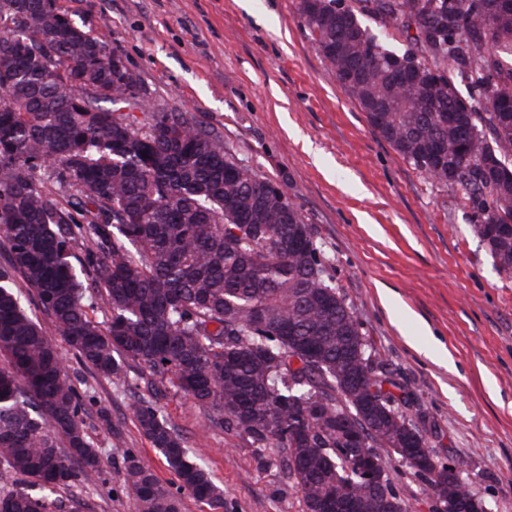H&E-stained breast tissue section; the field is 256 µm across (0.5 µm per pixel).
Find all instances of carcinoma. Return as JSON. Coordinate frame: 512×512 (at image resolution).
Wrapping results in <instances>:
<instances>
[{"label": "carcinoma", "instance_id": "1", "mask_svg": "<svg viewBox=\"0 0 512 512\" xmlns=\"http://www.w3.org/2000/svg\"><path fill=\"white\" fill-rule=\"evenodd\" d=\"M38 2L0 0V482H12L0 512H63L60 490L101 465L81 395L19 279L98 376L123 381L132 362L213 408L209 426L228 422L278 449L306 512L340 489L377 512L343 449L371 448L380 461L399 446L434 449L387 389L396 383L371 359L313 225L221 135L155 110L105 36L76 26L56 0ZM299 13L378 135L463 191L483 217L474 233L512 278V0H299ZM364 15L397 26L407 48L389 49ZM464 80L479 98L459 92ZM134 96L139 116L122 111ZM354 379L364 392L348 397ZM132 412L179 488L224 508L182 435L152 405ZM345 418L354 431L338 429ZM427 475L429 495L454 493ZM123 480L134 512H179L140 458L126 455Z\"/></svg>", "mask_w": 512, "mask_h": 512}]
</instances>
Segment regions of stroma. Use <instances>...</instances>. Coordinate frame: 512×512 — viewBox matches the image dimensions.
<instances>
[{
    "label": "stroma",
    "instance_id": "1",
    "mask_svg": "<svg viewBox=\"0 0 512 512\" xmlns=\"http://www.w3.org/2000/svg\"><path fill=\"white\" fill-rule=\"evenodd\" d=\"M77 25L106 32L156 106L190 113L243 164L276 181L312 224L337 285L441 463L460 460L487 512H512V278L473 232L461 190L414 169L372 130L315 50L299 0H57ZM84 429L101 467L63 490L68 512H134L124 456L142 459L181 501L164 458L139 430L135 399L156 402L224 491V512H305L275 448L173 391L154 396L133 365L114 382L72 353ZM411 512H432L426 476L384 463Z\"/></svg>",
    "mask_w": 512,
    "mask_h": 512
}]
</instances>
